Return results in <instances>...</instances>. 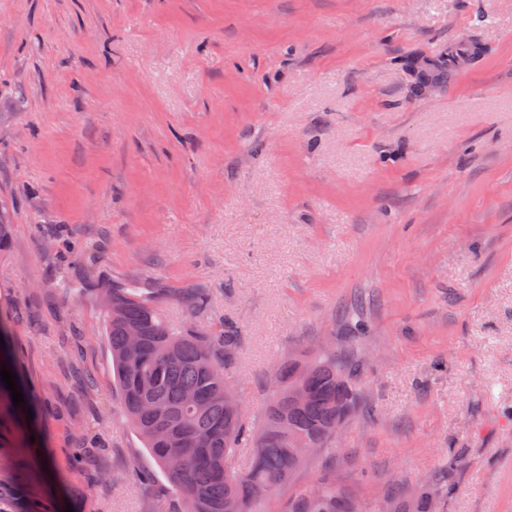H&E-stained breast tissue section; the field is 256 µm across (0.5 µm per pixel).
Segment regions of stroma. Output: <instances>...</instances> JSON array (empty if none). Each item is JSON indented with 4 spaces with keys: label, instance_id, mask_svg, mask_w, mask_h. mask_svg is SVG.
Masks as SVG:
<instances>
[{
    "label": "stroma",
    "instance_id": "obj_1",
    "mask_svg": "<svg viewBox=\"0 0 512 512\" xmlns=\"http://www.w3.org/2000/svg\"><path fill=\"white\" fill-rule=\"evenodd\" d=\"M443 73L415 98L406 68ZM0 319L73 512H156L101 286L237 326L253 414L332 344L365 405L332 469L512 512V0H0ZM207 293L208 311L186 298Z\"/></svg>",
    "mask_w": 512,
    "mask_h": 512
}]
</instances>
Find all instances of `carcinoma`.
I'll return each mask as SVG.
<instances>
[{
	"mask_svg": "<svg viewBox=\"0 0 512 512\" xmlns=\"http://www.w3.org/2000/svg\"><path fill=\"white\" fill-rule=\"evenodd\" d=\"M106 337L112 377L123 413L140 437L170 491L158 512H264L265 499L288 489L281 512H364L360 500L328 470L308 485L297 476L314 454L336 447L343 426L361 409L357 382L348 362L330 348L278 364L269 384L279 381L259 420L247 405L228 396L237 384L241 337L233 326L213 336L167 322L152 291L113 282L105 299ZM141 330L136 352H129L127 328ZM0 365L14 370L8 345L9 326L0 319ZM308 391L302 404L292 388ZM25 403L14 406L0 381V429L10 438L0 443V512H9L10 491L26 486L29 512H59L32 469V430L20 428L32 409L33 393L18 382ZM253 449L244 466L239 449ZM392 512H440L438 497L426 486L410 495L395 489L385 495Z\"/></svg>",
	"mask_w": 512,
	"mask_h": 512,
	"instance_id": "obj_1",
	"label": "carcinoma"
}]
</instances>
